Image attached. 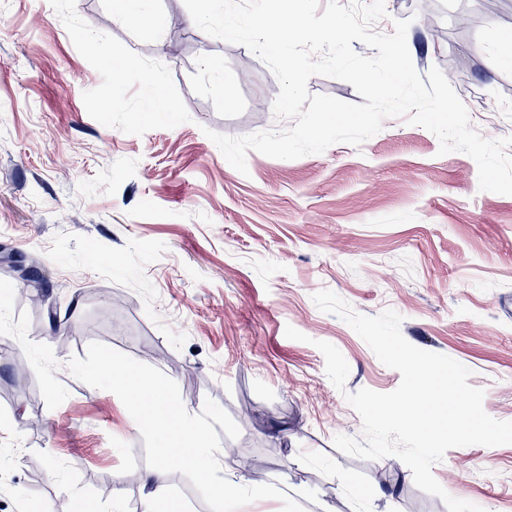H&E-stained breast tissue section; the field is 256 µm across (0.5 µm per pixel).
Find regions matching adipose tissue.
<instances>
[{"label":"adipose tissue","instance_id":"1","mask_svg":"<svg viewBox=\"0 0 512 512\" xmlns=\"http://www.w3.org/2000/svg\"><path fill=\"white\" fill-rule=\"evenodd\" d=\"M99 370L125 382L133 416L151 427L158 463L144 477L145 483L153 488L144 503V512H157L170 464L207 475L218 464L216 451L206 446L198 417L186 405L173 401L160 378H144L129 365L108 358L102 360Z\"/></svg>","mask_w":512,"mask_h":512}]
</instances>
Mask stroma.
I'll list each match as a JSON object with an SVG mask.
<instances>
[{"label": "stroma", "mask_w": 512, "mask_h": 512, "mask_svg": "<svg viewBox=\"0 0 512 512\" xmlns=\"http://www.w3.org/2000/svg\"><path fill=\"white\" fill-rule=\"evenodd\" d=\"M385 4L377 31L411 19L417 71L439 67L484 137L512 135V0ZM146 8L155 22L116 16L112 0H0V512H69L79 498L141 512L156 451L122 382L98 375L106 355L162 376L224 452L208 482L168 470L183 512H219L215 481L257 496L253 512H447L402 461L334 447L361 439L362 422L316 341L345 357L348 391L390 392L401 375L312 296L398 312L409 343L468 367L486 413L512 421V195L480 190L471 157L439 154L402 118L357 148L249 152L240 174L205 132L285 128L275 75L201 31L183 0ZM127 57L138 69L114 72ZM155 83L166 111L151 107ZM433 474L485 512H512V444L450 449Z\"/></svg>", "instance_id": "stroma-1"}]
</instances>
